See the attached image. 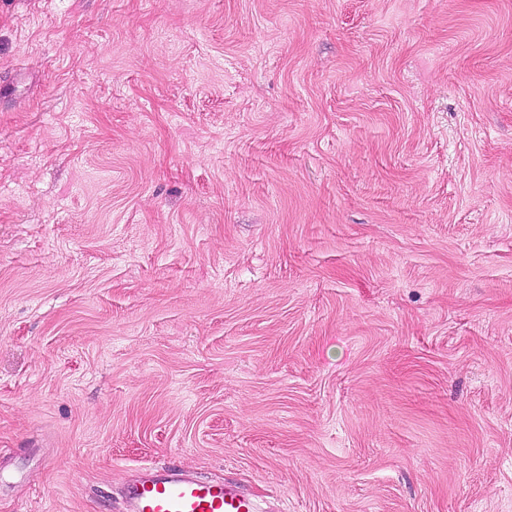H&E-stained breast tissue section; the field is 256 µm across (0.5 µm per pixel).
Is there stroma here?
Returning <instances> with one entry per match:
<instances>
[{"instance_id":"stroma-1","label":"stroma","mask_w":512,"mask_h":512,"mask_svg":"<svg viewBox=\"0 0 512 512\" xmlns=\"http://www.w3.org/2000/svg\"><path fill=\"white\" fill-rule=\"evenodd\" d=\"M151 465L512 512V0H0V512Z\"/></svg>"}]
</instances>
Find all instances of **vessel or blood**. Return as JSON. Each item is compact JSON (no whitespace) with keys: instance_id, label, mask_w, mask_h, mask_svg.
Returning <instances> with one entry per match:
<instances>
[{"instance_id":"1","label":"vessel or blood","mask_w":512,"mask_h":512,"mask_svg":"<svg viewBox=\"0 0 512 512\" xmlns=\"http://www.w3.org/2000/svg\"><path fill=\"white\" fill-rule=\"evenodd\" d=\"M124 498L127 512H258L236 485L169 467H146L125 487Z\"/></svg>"}]
</instances>
